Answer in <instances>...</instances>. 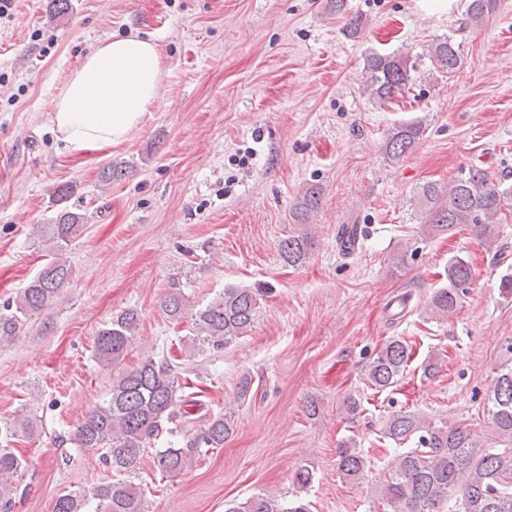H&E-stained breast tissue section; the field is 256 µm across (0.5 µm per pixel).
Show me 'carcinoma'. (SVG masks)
<instances>
[{
  "instance_id": "obj_1",
  "label": "carcinoma",
  "mask_w": 512,
  "mask_h": 512,
  "mask_svg": "<svg viewBox=\"0 0 512 512\" xmlns=\"http://www.w3.org/2000/svg\"><path fill=\"white\" fill-rule=\"evenodd\" d=\"M498 0H469L466 23L484 20L497 8ZM426 55L434 66L450 74L463 63L460 43L445 36L428 45ZM366 92L372 100L385 103L417 80L416 62L406 53L366 57ZM421 121L393 127L383 149L390 162H397L425 134ZM423 209L420 223L436 234L448 232L460 224L474 234L492 241L502 211L512 203V185L490 180L480 168L467 172L445 187L433 183L420 191ZM321 189L309 185L302 190L290 217L298 231L282 239L280 256L290 266L303 263L313 248L314 237L306 225L318 212ZM85 224L83 214L60 210L45 235L58 248L76 238ZM70 268L60 261L45 265L23 288L13 302L0 312V343L11 341L28 316L51 302L65 286ZM472 280L469 262L455 256L448 261V287L438 289L428 309L447 317L456 310ZM172 320L182 317L186 298L178 289L170 291L160 303ZM259 290L227 286L224 294L195 312L194 346L207 344L216 349L252 330L259 316ZM139 325L138 313L127 310L102 328L95 339L98 363L115 365L122 357L129 338ZM411 352L407 343L393 339L376 353L369 363L366 382L377 391L395 386L403 377ZM178 366L165 357H148L137 366L119 372L112 382L109 398L90 411L78 426L74 440L80 448L103 450L105 462L120 478L96 485L89 491L59 495L53 512H145L144 493L139 485L122 478L135 470L147 445L178 417L181 401ZM488 433L478 435L467 425L450 427L415 411L392 413L382 427L384 437L401 445L379 491L383 512H512V364L504 365L487 394ZM233 429L231 414L211 416L199 427L187 448H163L155 452L153 463L162 476L184 471L200 448H220ZM337 471L347 482L364 476L367 456L346 440L336 448ZM24 469V463L10 448H0V498L10 493L12 479ZM225 512H277L274 501L254 494L243 502L232 501Z\"/></svg>"
}]
</instances>
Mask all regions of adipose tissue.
Masks as SVG:
<instances>
[{"label":"adipose tissue","mask_w":512,"mask_h":512,"mask_svg":"<svg viewBox=\"0 0 512 512\" xmlns=\"http://www.w3.org/2000/svg\"><path fill=\"white\" fill-rule=\"evenodd\" d=\"M163 76L154 41L129 36L101 42L53 101L59 139L73 149L120 144L156 104Z\"/></svg>","instance_id":"adipose-tissue-1"}]
</instances>
